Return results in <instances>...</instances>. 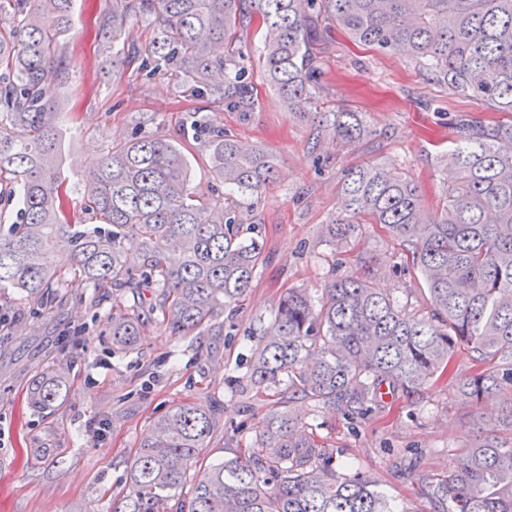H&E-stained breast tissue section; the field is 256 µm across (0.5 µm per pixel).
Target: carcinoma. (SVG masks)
Here are the masks:
<instances>
[{
  "label": "carcinoma",
  "instance_id": "1",
  "mask_svg": "<svg viewBox=\"0 0 512 512\" xmlns=\"http://www.w3.org/2000/svg\"><path fill=\"white\" fill-rule=\"evenodd\" d=\"M71 0H0V184L18 187L21 208L0 235V290L39 300L68 279L125 293L158 288L151 311L170 331L213 321L252 287L265 245L229 211L186 189L181 150L155 137L111 147L85 186L88 225L67 213L60 173L64 91L59 60ZM159 37L140 53L152 76L179 64L186 91L247 117L259 105L236 46L253 14L264 25L263 67L284 108L306 114L318 89L313 39L329 20L382 53L403 46L427 78L492 112L512 113V0H112L102 34L117 39L130 10ZM341 143L371 135L360 112H315ZM441 206L383 164L345 174L340 212L325 225L335 244L363 223L382 224L420 271L430 315L418 317L369 277L333 280L320 306L290 290L257 333L246 388L273 398L254 443L207 462L220 408L184 404L158 418L141 439L119 512H393L371 479L339 477L333 456L291 408L300 397L328 413L363 415L383 390L418 397L446 376L460 398L491 397L501 415L448 471L421 485L433 512H512V123L460 118ZM224 187L254 194L277 176L265 151L220 133L206 144ZM70 253L66 270L56 253ZM141 316L112 306V345L133 349ZM474 370L451 374L459 350ZM67 380L47 367L28 384L38 413H55ZM190 498L175 499L188 474Z\"/></svg>",
  "mask_w": 512,
  "mask_h": 512
}]
</instances>
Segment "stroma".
I'll list each match as a JSON object with an SVG mask.
<instances>
[{
  "label": "stroma",
  "mask_w": 512,
  "mask_h": 512,
  "mask_svg": "<svg viewBox=\"0 0 512 512\" xmlns=\"http://www.w3.org/2000/svg\"><path fill=\"white\" fill-rule=\"evenodd\" d=\"M111 8L112 0H72L70 26L60 38L69 65L58 104L69 210L80 211L86 175L113 144L163 138L185 155L191 192L254 225L266 261L242 302L215 322L174 336L152 313L131 350L112 345L111 289L72 281L50 289L39 303L10 288L0 291V512H113L128 489L143 433L185 403L223 407L210 441L212 457L251 444L270 408L269 399L237 388L248 371L255 330L271 319L288 289H303L316 300L332 278L347 272L339 264L346 251L321 233L339 208L344 174L376 162L397 168L433 208L448 180L439 157L455 138V120L465 115L512 123V114L488 111L480 99L428 80L408 52L381 54L330 28L316 59L315 104L361 112L372 131L363 143H336L282 109L261 66L263 36L256 23L239 31L259 96L258 108L245 119L190 95L173 71L142 76L131 47H148L155 31L133 13L116 40L102 39L99 24ZM195 119L273 154L277 180L252 196L225 189L195 137ZM353 248L371 257L375 287L413 313H427L419 274L380 225H360ZM49 365L65 372L68 392L63 405L45 416L29 406L26 389ZM497 412L462 401L444 381L413 399L386 394L380 409L353 420L302 405L305 423L336 459L337 475L374 480L394 512H425L419 480L444 472L454 449L487 428ZM410 457L419 462L412 479L399 468Z\"/></svg>",
  "instance_id": "stroma-1"
}]
</instances>
